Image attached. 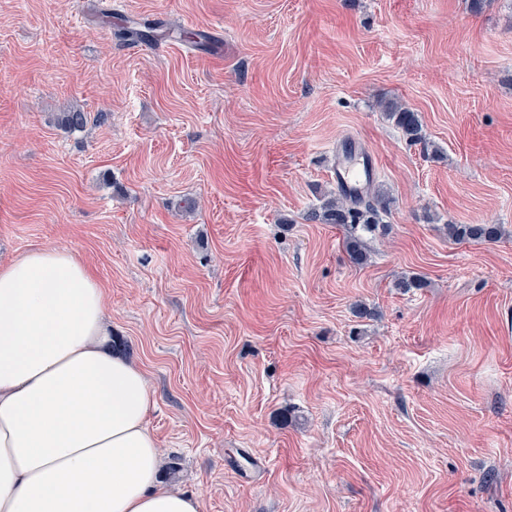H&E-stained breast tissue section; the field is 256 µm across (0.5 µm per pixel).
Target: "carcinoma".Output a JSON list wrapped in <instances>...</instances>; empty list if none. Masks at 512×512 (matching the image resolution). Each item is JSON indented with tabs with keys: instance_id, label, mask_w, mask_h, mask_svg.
Here are the masks:
<instances>
[{
	"instance_id": "obj_1",
	"label": "carcinoma",
	"mask_w": 512,
	"mask_h": 512,
	"mask_svg": "<svg viewBox=\"0 0 512 512\" xmlns=\"http://www.w3.org/2000/svg\"><path fill=\"white\" fill-rule=\"evenodd\" d=\"M388 121L402 132L411 145L429 151L428 141L418 113L396 101L380 103ZM58 123L66 129L81 130L88 123V115L80 110L60 113ZM389 197L377 188L367 187L365 194H351L339 187L336 193L313 207L306 219L320 224H339L351 230L346 250L351 263L362 266L367 262L364 234L374 232L383 223V215L390 211ZM503 235L499 224H450L448 237L457 242H496Z\"/></svg>"
}]
</instances>
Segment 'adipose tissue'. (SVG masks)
Returning <instances> with one entry per match:
<instances>
[{"label":"adipose tissue","instance_id":"obj_1","mask_svg":"<svg viewBox=\"0 0 512 512\" xmlns=\"http://www.w3.org/2000/svg\"><path fill=\"white\" fill-rule=\"evenodd\" d=\"M105 314L70 252L0 267V512H201L159 478L154 397L106 347Z\"/></svg>","mask_w":512,"mask_h":512}]
</instances>
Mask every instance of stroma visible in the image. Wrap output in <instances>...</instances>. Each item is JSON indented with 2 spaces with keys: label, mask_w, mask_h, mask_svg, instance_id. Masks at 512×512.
I'll use <instances>...</instances> for the list:
<instances>
[{
  "label": "stroma",
  "mask_w": 512,
  "mask_h": 512,
  "mask_svg": "<svg viewBox=\"0 0 512 512\" xmlns=\"http://www.w3.org/2000/svg\"><path fill=\"white\" fill-rule=\"evenodd\" d=\"M351 143L392 200L361 267L305 219ZM41 247L202 512H512V0H0V266ZM380 108L388 121L402 132L403 137L410 145H419L421 150L429 152L430 142L424 133L417 112L393 100L382 101ZM503 235L499 224H450L448 237L457 242H497Z\"/></svg>",
  "instance_id": "stroma-1"
}]
</instances>
